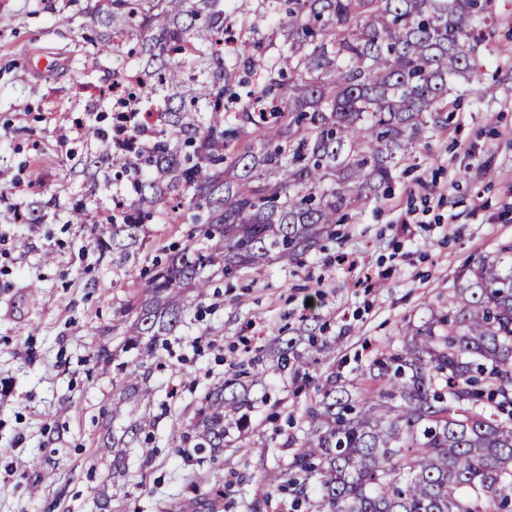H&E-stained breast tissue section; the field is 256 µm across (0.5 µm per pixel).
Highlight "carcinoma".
<instances>
[{"mask_svg":"<svg viewBox=\"0 0 512 512\" xmlns=\"http://www.w3.org/2000/svg\"><path fill=\"white\" fill-rule=\"evenodd\" d=\"M491 0H96L95 65H108L112 130L85 169L112 188L100 250L124 266L143 224L171 211L203 225L154 266L138 304L108 330L142 358L122 367V398L148 407L161 337L205 297L210 269L282 267L320 247L352 206L379 198L416 146L447 128L449 96L470 83ZM136 41L138 49H125ZM35 202L26 224H43ZM272 351L283 378L310 360L293 338ZM255 356L213 387L173 438L224 447L267 398ZM100 443L118 464L141 421ZM298 432L265 472L277 512H512V241L461 269L448 298L402 344L353 379L331 371L306 398Z\"/></svg>","mask_w":512,"mask_h":512,"instance_id":"cac0c4a2","label":"carcinoma"}]
</instances>
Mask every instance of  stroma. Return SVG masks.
Returning a JSON list of instances; mask_svg holds the SVG:
<instances>
[{
  "label": "stroma",
  "mask_w": 512,
  "mask_h": 512,
  "mask_svg": "<svg viewBox=\"0 0 512 512\" xmlns=\"http://www.w3.org/2000/svg\"><path fill=\"white\" fill-rule=\"evenodd\" d=\"M94 6L0 0L9 19L0 26V168L9 176L0 183V512H100L102 498L109 512H207V492L224 482L232 485L224 512H249L260 473L277 458L249 447L250 436H231L211 458L170 438L225 373L309 320L318 339L309 382L268 375L271 401L250 426V435L279 443L309 384L333 371L356 377L429 317L458 270L512 240V0H494L484 24L478 78L491 94L465 96L447 128L418 145L384 195L352 209L321 250L285 270L275 263L260 275L216 278L189 309L151 360L153 454L132 450L118 479L99 447L101 421L112 412L118 364L137 353L105 328L134 300L141 276L196 227L146 225L143 249L121 273L96 249L110 225L14 220L15 208L52 197L63 210L86 191L72 174L87 149L71 131V106L77 85L107 78L84 53ZM102 345L114 361L94 360ZM35 457L55 481L38 483Z\"/></svg>",
  "instance_id": "stroma-1"
}]
</instances>
